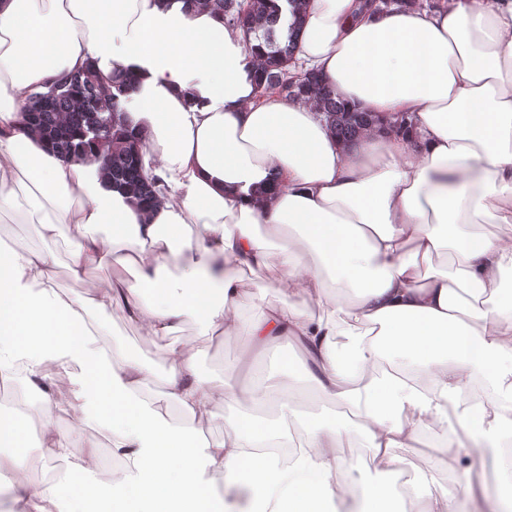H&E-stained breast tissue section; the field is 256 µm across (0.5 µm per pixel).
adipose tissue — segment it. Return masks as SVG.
Returning a JSON list of instances; mask_svg holds the SVG:
<instances>
[{"instance_id": "ef3b65f1", "label": "adipose tissue", "mask_w": 512, "mask_h": 512, "mask_svg": "<svg viewBox=\"0 0 512 512\" xmlns=\"http://www.w3.org/2000/svg\"><path fill=\"white\" fill-rule=\"evenodd\" d=\"M297 60L350 106L412 124L370 131L347 147L313 103L258 97L255 58L239 29L180 0H0V213L39 227V245L0 249V374L108 433L121 473L92 481L96 454H69L44 422L41 445L70 456L63 480L30 489L28 432L0 420L14 452L0 486L17 512H62L64 480L112 512H231L203 480L220 476L240 512H391L396 483L341 455L361 437L388 473L417 455L426 434L441 454H492L500 500L512 502V0H446L374 15L358 0H310ZM88 66L128 78L122 105L143 135L156 177L152 211L103 187L100 162H66L30 132L23 106L55 78ZM111 225L104 239L93 231ZM69 234L70 271L111 264L86 297L58 288L48 245ZM278 258L272 287L314 310L238 306L240 274ZM124 309L147 336L186 320L259 345L299 344L317 393L355 410L302 425L292 449L281 420L241 410L231 377L201 376L188 349L169 348L163 398L145 400L149 371L107 346L100 314ZM71 396L57 403L54 389ZM485 408L461 407L466 390ZM236 414L224 439L200 443L216 394Z\"/></svg>"}]
</instances>
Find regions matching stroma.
I'll list each match as a JSON object with an SVG mask.
<instances>
[{"mask_svg":"<svg viewBox=\"0 0 512 512\" xmlns=\"http://www.w3.org/2000/svg\"><path fill=\"white\" fill-rule=\"evenodd\" d=\"M53 250L57 258L54 276L58 287L85 296L89 293V283L105 282L112 275L111 266L105 265L87 271L84 279H74L68 267V238H58ZM108 333L111 340L122 343L129 355L141 361L157 377L162 376L170 365L164 350L166 343L189 348L196 355L202 376L233 373L242 389V406L254 409L256 415L276 418L284 403L290 404L297 417L304 420L312 417L328 418L336 411L329 401L313 394L304 371V355L297 344L282 342L257 353L253 350L251 337L242 334H211L194 321L185 322L173 336L165 340L143 335L119 309L114 310L108 320ZM264 370L283 371V388L280 394L258 408L252 399V382L254 376ZM54 421L58 431L70 435L73 454L82 455L93 448L99 457L110 456L112 440L108 435L78 424L70 414L62 411L56 412ZM403 469L405 481L414 483L424 477H434L457 505H465L463 479L451 456L441 455L432 459L423 454L404 464Z\"/></svg>","mask_w":512,"mask_h":512,"instance_id":"obj_1","label":"stroma"}]
</instances>
